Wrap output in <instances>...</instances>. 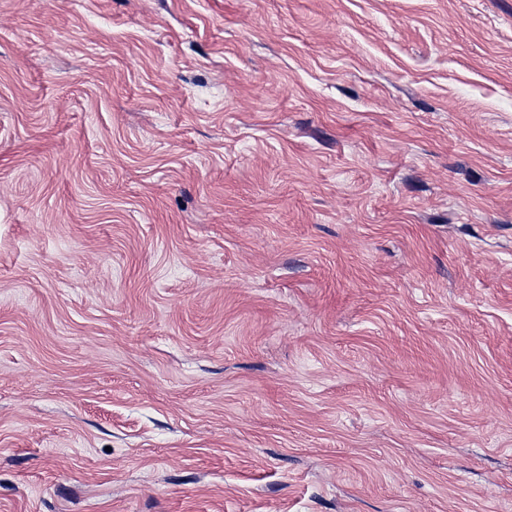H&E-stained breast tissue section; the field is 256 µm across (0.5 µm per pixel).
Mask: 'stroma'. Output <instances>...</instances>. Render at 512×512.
I'll return each instance as SVG.
<instances>
[{
  "label": "stroma",
  "mask_w": 512,
  "mask_h": 512,
  "mask_svg": "<svg viewBox=\"0 0 512 512\" xmlns=\"http://www.w3.org/2000/svg\"><path fill=\"white\" fill-rule=\"evenodd\" d=\"M0 512H512V0H0Z\"/></svg>",
  "instance_id": "35a3bbf8"
}]
</instances>
